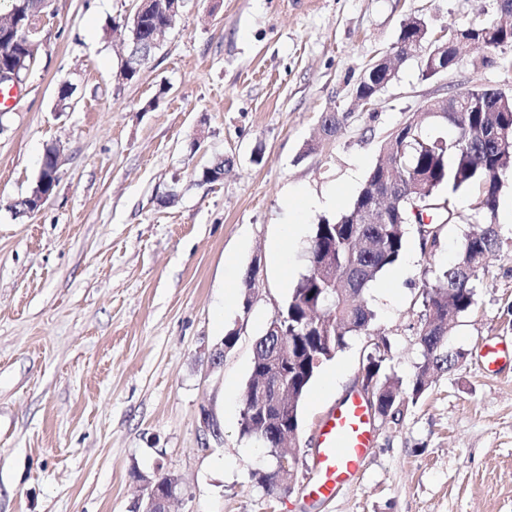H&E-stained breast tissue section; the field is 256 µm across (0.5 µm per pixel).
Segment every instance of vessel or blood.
<instances>
[{
    "instance_id": "b4317fda",
    "label": "vessel or blood",
    "mask_w": 512,
    "mask_h": 512,
    "mask_svg": "<svg viewBox=\"0 0 512 512\" xmlns=\"http://www.w3.org/2000/svg\"><path fill=\"white\" fill-rule=\"evenodd\" d=\"M316 479L311 492L325 499L352 480L376 442L369 405L361 394L353 393L317 424Z\"/></svg>"
}]
</instances>
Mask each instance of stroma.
<instances>
[{"instance_id":"obj_1","label":"stroma","mask_w":512,"mask_h":512,"mask_svg":"<svg viewBox=\"0 0 512 512\" xmlns=\"http://www.w3.org/2000/svg\"><path fill=\"white\" fill-rule=\"evenodd\" d=\"M138 3L54 0L0 132V512H130L143 475L182 483L172 512H512V358L493 371L481 359L485 344L512 343V223L480 277L476 310L449 338L463 360L397 419L374 416L376 446L334 497L309 495L314 428L359 391L365 337H351L314 379L301 463L278 493L252 477L272 458L240 435L255 341L305 273L315 224L348 208L426 100L512 88V47H462L429 79L412 57L360 105L364 69L408 17L441 36L500 19L497 0H184L162 45L122 82L126 32L111 25ZM64 81L75 92L62 110ZM332 109L348 118L325 140L319 117ZM55 146V193L15 217L11 203ZM219 158L223 178L200 183ZM297 189L336 203L296 208ZM457 211L433 251L410 233L366 295L391 345L384 366L405 380L422 361L424 272L451 265L480 221L469 196ZM287 218L301 229L289 240ZM277 242L287 267L271 258ZM232 331L235 345L213 366Z\"/></svg>"}]
</instances>
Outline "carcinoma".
<instances>
[{
	"label": "carcinoma",
	"mask_w": 512,
	"mask_h": 512,
	"mask_svg": "<svg viewBox=\"0 0 512 512\" xmlns=\"http://www.w3.org/2000/svg\"><path fill=\"white\" fill-rule=\"evenodd\" d=\"M160 0H151L138 15L135 41L127 43L123 68L127 80H133L151 54L149 38L160 27L173 21L158 9ZM38 0H11V10L30 20L36 17ZM426 22L408 18L396 41L403 58L419 37L430 40ZM488 49L512 46V27L495 23L467 24L458 27ZM41 41L19 28L0 33V62L17 53L26 60H37ZM457 111L448 113L443 126L450 135L431 132L429 120L402 123L395 135L387 159H378L350 206L333 219L324 218L315 225L308 250V267L292 288L285 305L275 314L279 331L266 332L255 343L256 361H280L288 384V410L274 402L273 421L265 423L249 413L241 414V436L259 442L270 456L293 459V452L281 447V424L288 418L299 419V404L315 376L326 362L347 345L351 336L363 335L371 350H388L386 337L374 330L376 314L364 300L371 284L388 268L400 261L408 235V226L423 225L439 236L443 225L456 218V198L463 193L474 199V210L483 219L479 230L465 235L455 261L435 273V281L423 290L426 319L420 330L423 362L410 380L385 372L381 355L366 357L362 385L379 394L374 412L383 418L401 413L399 404L416 403L431 383L433 374L451 370L464 357L448 347L457 320L477 305V282L486 257L500 248L501 227L496 222L501 177L512 170V141H502L503 132L512 137V96L489 87H474L455 100ZM347 116L324 112L320 125L328 136L336 135ZM392 168L398 186L397 211L402 219L387 224H358L355 214L369 187L380 176L383 164ZM421 181L430 187L424 198L413 200L406 188ZM421 211L412 213L413 207Z\"/></svg>",
	"instance_id": "carcinoma-1"
}]
</instances>
